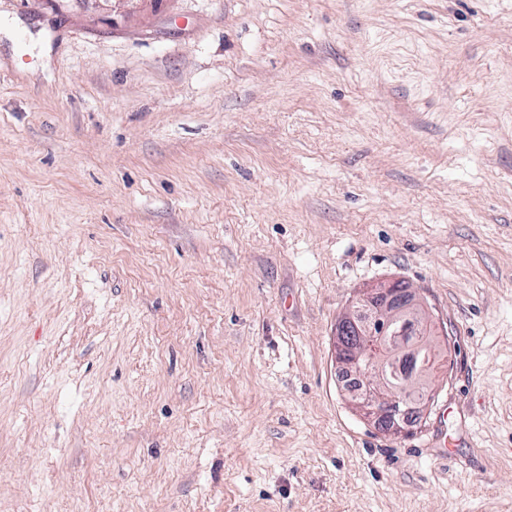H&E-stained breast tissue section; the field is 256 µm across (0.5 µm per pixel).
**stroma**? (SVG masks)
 Returning a JSON list of instances; mask_svg holds the SVG:
<instances>
[{
	"instance_id": "1",
	"label": "stroma",
	"mask_w": 512,
	"mask_h": 512,
	"mask_svg": "<svg viewBox=\"0 0 512 512\" xmlns=\"http://www.w3.org/2000/svg\"><path fill=\"white\" fill-rule=\"evenodd\" d=\"M394 279L405 434L336 361ZM0 512H512V0H0ZM437 356H438V354H436L435 351L432 349V353L427 357V361H426L425 365L423 366V369L425 370L424 374H422L420 376H414L411 378V381H410L409 396H411L412 404L416 403L417 405H419L417 408H415L418 410L414 411L412 408V411H411V413L416 412V416L413 419V421L415 419H418L415 426L420 424V421L422 419V417L419 414L420 408L422 406L426 405L428 403V401L430 399H432V396H430L428 387L426 386V383H425V377L427 374L430 375L431 370L435 366Z\"/></svg>"
}]
</instances>
